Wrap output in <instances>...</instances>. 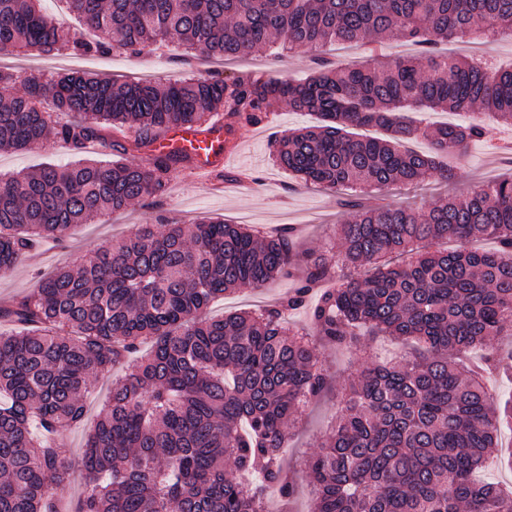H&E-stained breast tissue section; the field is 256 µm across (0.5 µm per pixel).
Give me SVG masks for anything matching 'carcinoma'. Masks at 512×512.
<instances>
[{"mask_svg": "<svg viewBox=\"0 0 512 512\" xmlns=\"http://www.w3.org/2000/svg\"><path fill=\"white\" fill-rule=\"evenodd\" d=\"M92 38L44 13L40 0H0V50L139 54L177 38L231 59L278 43L283 50L395 35L425 55L365 64L316 60L303 80L262 74L159 84L89 74L47 79L0 70V148L93 139L148 151L145 163L85 160L0 177V277L46 239L62 241L146 197L192 161L154 144L178 125L206 129L217 116L257 125L280 106L320 124L275 141V162L304 184L346 191L339 252L306 253L294 286L256 311L208 319L216 297L293 276L294 228L261 235L218 219L142 224L74 268L42 280L0 315V512H57L72 462L58 437L85 415L92 380L138 363L112 384L111 402L79 465L89 485L78 512H267L270 493L297 491L280 449L305 407L331 388L317 343L353 349L363 336L417 345L393 365L355 372L344 409L307 461L311 512H512V495L471 474L512 422L481 382L512 377V177L416 211L364 204L360 191L417 184L452 172L440 158L485 136L477 117L423 128L411 112L477 107L512 125V69L443 56L440 41L483 25L512 39V0H65ZM19 83L20 93L6 89ZM50 98L56 111L42 109ZM128 123L134 139L122 142ZM378 127L382 138L358 128ZM431 151L406 147L417 134ZM453 238L459 248L429 250ZM492 239L496 247L470 243ZM310 309L313 342L288 314ZM483 347L475 369L456 354Z\"/></svg>", "mask_w": 512, "mask_h": 512, "instance_id": "cac0c4a2", "label": "carcinoma"}]
</instances>
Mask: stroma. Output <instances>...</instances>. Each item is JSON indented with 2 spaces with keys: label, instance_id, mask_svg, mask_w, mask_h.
Here are the masks:
<instances>
[{
  "label": "stroma",
  "instance_id": "obj_1",
  "mask_svg": "<svg viewBox=\"0 0 512 512\" xmlns=\"http://www.w3.org/2000/svg\"><path fill=\"white\" fill-rule=\"evenodd\" d=\"M438 49L460 57H484L494 68L512 66V40L489 37L480 29L439 44ZM319 56L332 62H362L367 60L369 53L362 43L302 48L279 55L263 48L224 66L199 56L186 57L184 46L174 41L158 50H146L138 55L122 49L91 56L66 53L46 55L34 51L16 60L15 67L28 73L55 76L73 72L93 73L120 82L141 78L163 84L183 79L190 73L220 79L252 73L300 79L311 72L314 60ZM483 120L492 126V133L489 137L469 142L462 155L448 157L447 162L453 173L449 181H441L432 175L416 188L388 193L372 191V199L423 210L438 199L467 194L482 182L512 174V126L499 125L496 117L490 113L484 114ZM317 123L315 114L283 107L270 113L260 124L237 127L226 137L227 147L233 150L232 159L215 171L213 185L202 184L193 166H178L171 174L162 204H154L152 199L146 198L123 212L107 217L105 223L76 227L63 242H44L34 251L32 258L22 262L12 274L0 278V308L9 307L31 293L40 275L60 267L74 266L107 239L133 235L139 225L157 223L162 217L185 223L212 217L231 224H245L262 232L291 224L301 231V248L321 250L334 245L336 226L343 220L336 195L304 185L288 170L273 162L274 135ZM82 156L100 161L119 160L128 164L142 161L139 151L131 149L120 154L113 151L109 144L99 141L80 153L60 146H38L28 150H0V175L26 172L49 163L65 166ZM244 172L253 178V188L242 192L227 191V184L235 182ZM290 285V280L279 279L262 290L238 291L215 301L207 314L217 318L230 312L251 310L283 295ZM406 351V346L385 336L365 337L362 346L353 355L326 351V366L330 374L335 376L337 388L307 409L303 428L291 432L288 445L283 450L284 459L290 464L298 483V493L292 503L295 512H311L313 507V488L304 473L305 463L317 451L339 415L341 388L350 370L393 361ZM111 387V376L105 375L95 380L94 389L85 403L83 422L66 433L67 449L72 455L82 453L92 426L108 403Z\"/></svg>",
  "mask_w": 512,
  "mask_h": 512
}]
</instances>
